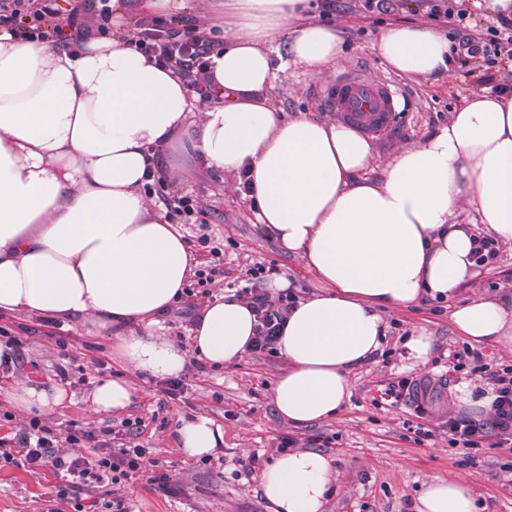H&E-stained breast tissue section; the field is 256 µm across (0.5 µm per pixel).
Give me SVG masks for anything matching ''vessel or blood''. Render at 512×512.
I'll use <instances>...</instances> for the list:
<instances>
[{
    "label": "vessel or blood",
    "mask_w": 512,
    "mask_h": 512,
    "mask_svg": "<svg viewBox=\"0 0 512 512\" xmlns=\"http://www.w3.org/2000/svg\"><path fill=\"white\" fill-rule=\"evenodd\" d=\"M403 94L390 79L347 71L332 79L324 100L331 111L361 132L383 134L393 128Z\"/></svg>",
    "instance_id": "b4317fda"
}]
</instances>
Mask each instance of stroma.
<instances>
[{
  "label": "stroma",
  "instance_id": "1",
  "mask_svg": "<svg viewBox=\"0 0 512 512\" xmlns=\"http://www.w3.org/2000/svg\"><path fill=\"white\" fill-rule=\"evenodd\" d=\"M425 19L413 0H405L392 14L369 18L350 10L337 14L333 23L346 51L337 71L358 69L369 77L392 78L404 90L405 110L396 125L373 138V167L377 170L401 145L421 142L436 127L447 124L461 99L477 89L461 61H453L448 74L436 80L409 78L395 74L373 51L388 25ZM325 88L324 82L292 66L279 75L270 95L287 115L307 112L333 121L337 115L325 106ZM160 156L167 167L168 194L189 192L199 203L195 223L181 225L180 230L198 268L210 271L212 277L207 286H195L193 295L163 316L166 332L175 342L186 343L202 305L236 289L240 276L254 265L287 275L299 295L317 290L316 279L301 259L283 253L261 231L248 199L227 186L216 172L204 168L192 179L181 180L170 167L169 151H161ZM204 231L213 245L222 249L221 259H214L198 243ZM475 295H512V251L502 250L491 268L474 269L452 300L457 303ZM388 325V354L352 372L351 396L336 419L297 425L281 419L272 404L274 383L286 367L279 355L251 353L220 368L190 358L182 375L183 391L172 398L166 394L164 382H144L126 367L114 340L88 335L79 322L50 323L24 312L1 315L0 327L22 341L23 360L14 372L0 373V414L9 415L8 420L0 421V438L13 437L30 420L7 401L5 387L29 379L46 386L61 382L71 393V401L42 419L54 432L81 429L96 433L124 418L140 420L137 441L153 449L156 463L125 482L121 493L130 512H271L259 492V479L264 467L276 458L280 437L288 435L301 442L315 440L317 448L333 459L338 481L326 512H413L411 505L423 482L435 475L473 482L482 512H512V474L501 469L512 461V453L485 448L472 464L461 449L449 447L447 434L439 429L450 415L483 416L467 397L468 392H479L483 381L454 372L448 362L449 352L462 350L465 339L453 332L436 302L430 300L392 313ZM421 328L431 334L434 350L426 364L415 365L404 357L400 338ZM425 373L444 379L445 389L430 395L431 415L426 423L436 433L433 439L418 444L410 433L417 423L412 406L405 401H384L381 395L394 378ZM107 377L126 379L138 394L135 404L124 413L102 416L91 411L89 392L96 380ZM198 411L205 412L224 432L219 459L188 461L175 445L180 417ZM62 482V477L50 470L0 461V512H51L50 498Z\"/></svg>",
  "mask_w": 512,
  "mask_h": 512
}]
</instances>
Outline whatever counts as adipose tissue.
<instances>
[{"label": "adipose tissue", "instance_id": "adipose-tissue-1", "mask_svg": "<svg viewBox=\"0 0 512 512\" xmlns=\"http://www.w3.org/2000/svg\"><path fill=\"white\" fill-rule=\"evenodd\" d=\"M307 9L308 0H199L200 29L220 23L228 33L205 73L215 91L206 106L178 71L120 37L52 48L0 31V314L82 318L148 381L179 377L193 351L217 366L247 355L256 321L233 293L202 306L189 348L160 321L196 260L144 193V175L159 150L180 142L219 174L249 178L259 224L321 284L289 311L277 343L286 368L275 410L306 425L340 412L352 370L382 349L386 313L451 296L469 277L474 236L455 221L462 208L511 248L512 90L465 96L447 124L370 178L367 138L307 114L284 117L269 97L290 64L320 79L344 57L335 31ZM374 51L422 79L441 77L452 54L448 36L413 25L386 28ZM448 321L470 343L512 352V305L502 300L475 296L452 306ZM66 397L29 380L10 395L44 415ZM134 399L131 384L113 378L90 397L98 415ZM223 443L209 416L181 418L184 458ZM336 480L327 455L296 448L267 466L261 492L273 512H325ZM477 496L467 479L436 476L414 508L477 512Z\"/></svg>", "mask_w": 512, "mask_h": 512}]
</instances>
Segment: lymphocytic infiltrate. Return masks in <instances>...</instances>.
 <instances>
[{"instance_id":"obj_1","label":"lymphocytic infiltrate","mask_w":512,"mask_h":512,"mask_svg":"<svg viewBox=\"0 0 512 512\" xmlns=\"http://www.w3.org/2000/svg\"><path fill=\"white\" fill-rule=\"evenodd\" d=\"M422 4L430 19L453 24L460 50L474 62L471 72L478 86L498 89L503 82L512 80L511 15L500 14L494 25L481 31L472 26L470 11L458 6L457 0H422ZM112 14V0H0V27L50 47L81 42L93 30L98 35H108ZM129 40L136 50L154 58L159 65L179 70L199 100L212 97L211 86L200 79L217 45L208 33L188 22L178 26L156 16L137 23ZM248 273L250 284L242 292L257 318L251 350L271 354L295 296L289 292L278 303H271L262 286L263 267L249 268ZM449 357L454 371L466 369L480 374L493 397L486 419H448L445 429L449 447L464 449L470 459L484 448L512 450V364L497 367L482 362L466 349L450 352ZM137 427V422L124 420L116 427L106 428V437L101 441L93 433L77 430L61 440L52 429L34 419L20 436L18 450L7 448L0 438V460L11 464L19 458L28 467L64 474L66 482L58 486L56 497L67 504L80 493L90 492L95 484H117L145 469L150 451L135 443ZM73 445L86 447V454L72 455L69 448Z\"/></svg>"}]
</instances>
